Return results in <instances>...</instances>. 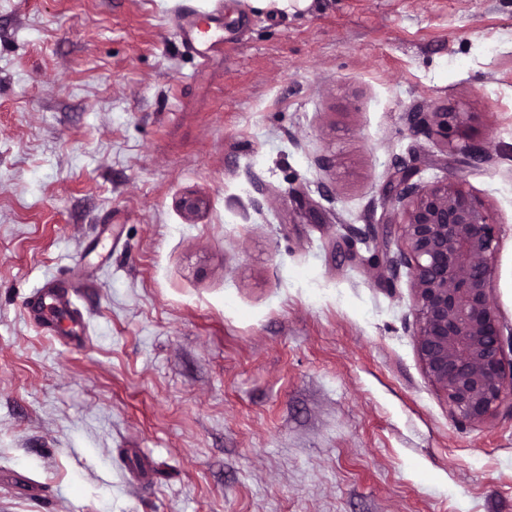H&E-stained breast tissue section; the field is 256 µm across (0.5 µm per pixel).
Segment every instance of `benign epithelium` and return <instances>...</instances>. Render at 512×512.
I'll return each instance as SVG.
<instances>
[{
  "label": "benign epithelium",
  "instance_id": "7a95c632",
  "mask_svg": "<svg viewBox=\"0 0 512 512\" xmlns=\"http://www.w3.org/2000/svg\"><path fill=\"white\" fill-rule=\"evenodd\" d=\"M416 127L448 138L461 134L459 151L481 153L464 132L460 112L438 108L415 116ZM404 166L388 185L389 224L402 226L404 248L383 252L377 275L392 279L408 268L416 307L415 347L429 380L453 412L484 424L512 401V362L504 361L501 312L493 290L498 262V218L461 178L423 185Z\"/></svg>",
  "mask_w": 512,
  "mask_h": 512
}]
</instances>
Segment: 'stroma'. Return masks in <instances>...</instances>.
Returning <instances> with one entry per match:
<instances>
[{"label": "stroma", "instance_id": "obj_1", "mask_svg": "<svg viewBox=\"0 0 512 512\" xmlns=\"http://www.w3.org/2000/svg\"><path fill=\"white\" fill-rule=\"evenodd\" d=\"M404 165L496 211L512 360V0H0V512H512V407L456 416L372 273ZM461 112H448V109L437 108L435 112H426L414 116V124L417 128L431 133L434 131L437 135L443 137L447 143L448 150V130L455 131L461 135L462 144L458 150L467 158L476 157L481 153L479 145L470 142L464 132V118ZM41 293L27 302L30 318L40 325L46 333H54L51 314L57 310H65L73 314L78 322L84 324L83 316L77 311L73 302V290L67 288H40Z\"/></svg>", "mask_w": 512, "mask_h": 512}]
</instances>
